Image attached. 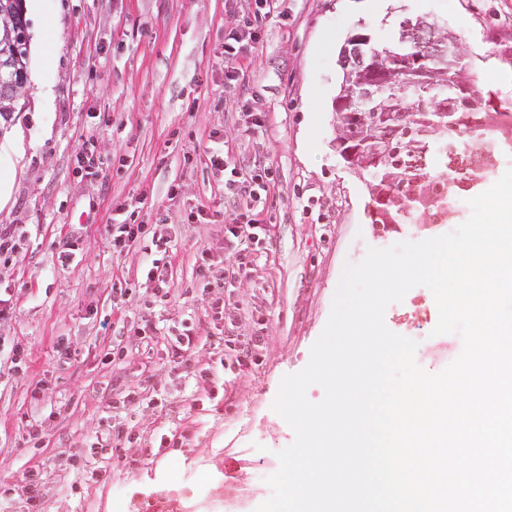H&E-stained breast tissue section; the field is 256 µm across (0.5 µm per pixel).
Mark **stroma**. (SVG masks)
<instances>
[{"instance_id": "stroma-1", "label": "stroma", "mask_w": 512, "mask_h": 512, "mask_svg": "<svg viewBox=\"0 0 512 512\" xmlns=\"http://www.w3.org/2000/svg\"><path fill=\"white\" fill-rule=\"evenodd\" d=\"M359 2L276 0L270 16L254 22L256 49L239 56L231 93L224 41L254 21L255 0H38L28 19L31 33L45 35V63H29L13 119L0 127V225L25 232L17 263L0 267V293L14 302L6 334L28 353L21 375L0 356V487L21 491L29 471L40 470L44 512H129L134 492L158 485L181 498L185 512H255L270 497L256 473L277 470V451L294 440L272 404L281 378L308 364L345 263L360 262L371 247L455 230L471 214L469 200L512 168V155L500 158L437 223L376 235L367 178L336 152L341 47L356 34L387 44L400 15H420L464 49L476 89L512 101V68L500 57L512 47V0H369L364 9ZM244 112L261 114L264 128L242 135ZM88 139L100 160L82 169L77 155ZM212 147L232 163H272L265 209L273 222L247 278L224 294L239 335L261 343L243 358L205 325L207 350L224 353V400L195 402L176 380L158 420L168 432L195 419L191 446L163 447L146 433L135 472L114 458L105 478L90 477L64 456L113 415L112 368L102 355L118 319L202 318L191 295L193 253L208 249L220 267L235 259L224 220L240 201L225 194L224 175L207 158ZM193 208L209 223H187ZM134 210L172 241L169 303L155 302L140 253L113 252L107 240L108 225ZM116 281L136 290L121 309L112 305ZM438 319L423 286L384 317L389 330L418 341L416 361L432 374L462 351L458 335H434ZM62 337L78 344L72 358L56 353ZM39 387L51 399L36 405ZM35 416L49 431L34 448L23 427Z\"/></svg>"}]
</instances>
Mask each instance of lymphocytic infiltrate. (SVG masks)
Instances as JSON below:
<instances>
[{"instance_id":"f902f5d3","label":"lymphocytic infiltrate","mask_w":512,"mask_h":512,"mask_svg":"<svg viewBox=\"0 0 512 512\" xmlns=\"http://www.w3.org/2000/svg\"><path fill=\"white\" fill-rule=\"evenodd\" d=\"M209 161L214 168L228 170L229 176L224 181L226 190L243 199L239 213L224 226L225 240L238 247L232 266L225 270L215 269L209 253L205 251L193 257L196 277L202 286L201 299L205 304V316L211 325L216 326L225 321V285L247 276L251 264L248 247L267 235L259 216L264 210L263 196L267 192L268 170L260 167L252 170L249 177L243 178L237 169L231 168L224 155L212 154ZM145 238L151 239L154 246L147 277L155 281L156 295L168 299L171 291L168 278L169 240L164 234L151 233L146 224H119L112 231V249L121 253ZM201 330L200 323L189 319L181 321L172 331L165 333L149 315L141 316L139 321L128 326V333L143 342L148 343L160 337L167 342L166 361L152 367L144 379L119 391L121 405L134 409L142 428L154 429L160 417L157 398L173 378L186 380L195 394L213 398L218 382L213 360L204 350Z\"/></svg>"}]
</instances>
